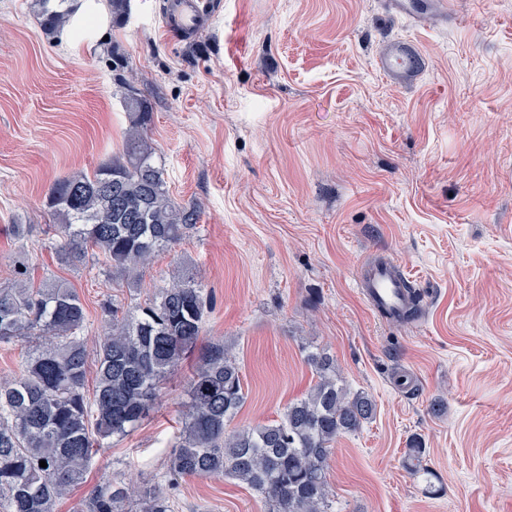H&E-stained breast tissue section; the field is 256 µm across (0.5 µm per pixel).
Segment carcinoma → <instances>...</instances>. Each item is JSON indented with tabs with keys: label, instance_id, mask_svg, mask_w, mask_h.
Returning <instances> with one entry per match:
<instances>
[{
	"label": "carcinoma",
	"instance_id": "1",
	"mask_svg": "<svg viewBox=\"0 0 512 512\" xmlns=\"http://www.w3.org/2000/svg\"><path fill=\"white\" fill-rule=\"evenodd\" d=\"M66 0H35L42 25L57 30L69 15ZM136 110L122 153L93 173L58 179L45 206L60 224L57 254L64 263L93 255L133 287L138 268L182 240L199 221L195 206L176 203L147 133L149 113ZM208 294L192 280L172 281L131 309L112 304V325L96 349L97 376L87 390L89 352L80 297L62 284L34 287L28 268L14 270L0 288V344L34 346L19 375L0 377V512H56L83 482L104 441L132 432L160 396L203 331ZM318 380L275 420L237 430L229 423L244 402L241 371L222 344L202 353L187 382V410L167 468L178 477L229 478L261 495L268 512H333L329 483L332 447L376 414L366 393H351L336 359L309 350ZM415 441L405 467L429 474ZM45 461L47 467L39 465ZM87 512H172L170 497L150 488L130 500L111 482L97 487Z\"/></svg>",
	"mask_w": 512,
	"mask_h": 512
}]
</instances>
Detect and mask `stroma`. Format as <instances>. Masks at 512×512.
I'll list each match as a JSON object with an SVG mask.
<instances>
[{
  "mask_svg": "<svg viewBox=\"0 0 512 512\" xmlns=\"http://www.w3.org/2000/svg\"><path fill=\"white\" fill-rule=\"evenodd\" d=\"M94 2L108 27L67 43L33 0H0V286L20 264L33 283L66 282L93 346L104 303L197 280L212 299L200 341L223 342L241 368L232 427L276 419L309 390L308 345L375 400V417L334 445L336 512H512V0H458L459 23L422 25L383 0H219L190 37L163 30L168 0L121 13ZM395 46L419 58L408 76L381 66ZM132 97L151 114L171 197L201 214L129 289L60 263L45 198L121 152ZM382 254L422 294L412 322L358 291ZM195 363L57 512H84L108 481L162 484L175 512H266L234 480L167 475ZM415 439L431 481L403 466Z\"/></svg>",
  "mask_w": 512,
  "mask_h": 512,
  "instance_id": "1",
  "label": "stroma"
}]
</instances>
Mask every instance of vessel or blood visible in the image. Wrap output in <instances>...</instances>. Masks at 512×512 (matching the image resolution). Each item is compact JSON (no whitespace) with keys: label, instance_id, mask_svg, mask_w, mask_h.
I'll use <instances>...</instances> for the list:
<instances>
[{"label":"vessel or blood","instance_id":"obj_1","mask_svg":"<svg viewBox=\"0 0 512 512\" xmlns=\"http://www.w3.org/2000/svg\"><path fill=\"white\" fill-rule=\"evenodd\" d=\"M390 13L410 17L423 23L434 16L454 17L453 0H425L416 5L415 0H388ZM213 6L210 0H170L163 26L184 33H195L204 21L210 19ZM394 258L375 262L362 270L359 276V293L363 300L378 313L388 317L399 314L406 306L405 276L396 275Z\"/></svg>","mask_w":512,"mask_h":512}]
</instances>
